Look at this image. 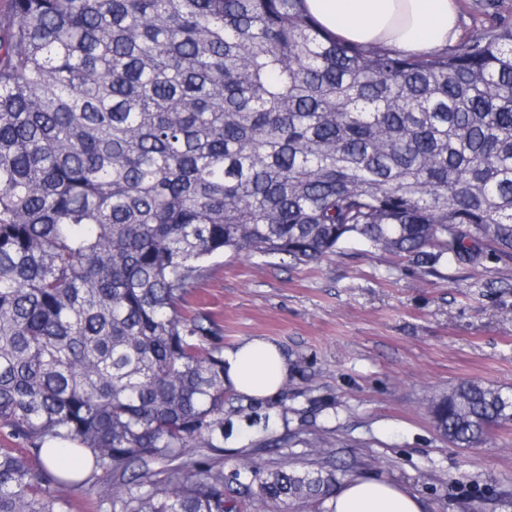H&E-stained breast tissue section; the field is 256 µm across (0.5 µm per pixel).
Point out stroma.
<instances>
[{"label": "stroma", "mask_w": 512, "mask_h": 512, "mask_svg": "<svg viewBox=\"0 0 512 512\" xmlns=\"http://www.w3.org/2000/svg\"><path fill=\"white\" fill-rule=\"evenodd\" d=\"M206 315L215 343H275L291 372L277 398L260 401L279 448L233 416L213 473L248 466L334 468L385 479L419 496L423 512H512V424L460 448L435 428V395L477 380L512 393V265L486 259L426 272L358 243L304 264L228 253L182 306ZM72 512H107L120 488L90 494L50 484Z\"/></svg>", "instance_id": "obj_1"}]
</instances>
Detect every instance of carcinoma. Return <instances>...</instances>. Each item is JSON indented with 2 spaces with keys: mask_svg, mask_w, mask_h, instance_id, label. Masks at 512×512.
Masks as SVG:
<instances>
[{
  "mask_svg": "<svg viewBox=\"0 0 512 512\" xmlns=\"http://www.w3.org/2000/svg\"><path fill=\"white\" fill-rule=\"evenodd\" d=\"M303 0H13L0 17V512L107 477L110 512L325 502L335 470L211 474L224 350L184 298L226 251L348 242L422 268L512 262V22L426 55L346 44ZM460 448L512 423L438 395ZM49 443L72 456L54 476ZM162 467L157 468L155 464Z\"/></svg>",
  "mask_w": 512,
  "mask_h": 512,
  "instance_id": "obj_1",
  "label": "carcinoma"
}]
</instances>
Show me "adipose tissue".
Wrapping results in <instances>:
<instances>
[{
    "label": "adipose tissue",
    "mask_w": 512,
    "mask_h": 512,
    "mask_svg": "<svg viewBox=\"0 0 512 512\" xmlns=\"http://www.w3.org/2000/svg\"><path fill=\"white\" fill-rule=\"evenodd\" d=\"M308 14L337 39L421 55L457 34L455 0H304ZM289 367L279 347L252 338L224 352V382L254 399L277 397ZM326 512H423L420 499L387 481L350 477L337 486Z\"/></svg>",
    "instance_id": "obj_1"
}]
</instances>
